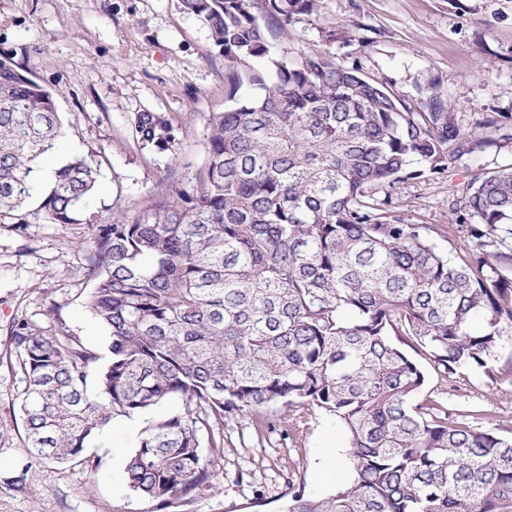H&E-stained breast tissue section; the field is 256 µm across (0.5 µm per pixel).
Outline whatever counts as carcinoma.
<instances>
[{"label": "carcinoma", "mask_w": 512, "mask_h": 512, "mask_svg": "<svg viewBox=\"0 0 512 512\" xmlns=\"http://www.w3.org/2000/svg\"><path fill=\"white\" fill-rule=\"evenodd\" d=\"M258 0H182L227 62L224 111L208 123L200 188L129 222L91 225L87 307L108 360L69 336L12 331L26 381L24 445L83 464L113 418L179 399L128 457V486L158 509L211 483L226 415L323 411L348 436L352 483L321 498L288 489L283 512H512V433L415 402L425 356L447 377L481 372L512 345V162L451 206L469 246L448 262L425 224L394 219L397 186L447 169L466 139L453 112H405L356 68L273 51ZM288 21L319 0H266ZM142 145L175 148L165 116L140 112ZM55 94L0 58V217L39 192L55 149ZM97 162L54 171L30 213L71 224L98 186Z\"/></svg>", "instance_id": "obj_1"}]
</instances>
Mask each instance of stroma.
<instances>
[{
	"label": "stroma",
	"instance_id": "1",
	"mask_svg": "<svg viewBox=\"0 0 512 512\" xmlns=\"http://www.w3.org/2000/svg\"><path fill=\"white\" fill-rule=\"evenodd\" d=\"M257 14L275 51L323 56L383 85L410 112H451L464 131L489 114L507 115L512 135V0H319L317 12L280 24L264 0ZM56 94L63 134L41 167L94 154L99 186L72 224L0 220V512H156L127 485L125 464L147 421L180 408L172 401L105 427L91 462L50 463L25 448L26 388L11 331L25 323L47 336H72L107 357V336L86 306L93 279L84 241L90 224L140 212L195 187L207 125L223 111L224 55L208 26L181 0H0V56ZM159 112L175 149L139 142L133 119ZM454 157L441 177L410 179L396 191V214L434 229L437 249L457 260L468 239L452 224L450 203L481 170L512 162V148ZM417 401L439 400L491 428L512 427V383L474 372L448 379L427 369ZM347 436L325 415L224 420L221 462L212 486L175 512H281L289 485L319 496L348 483Z\"/></svg>",
	"mask_w": 512,
	"mask_h": 512
}]
</instances>
